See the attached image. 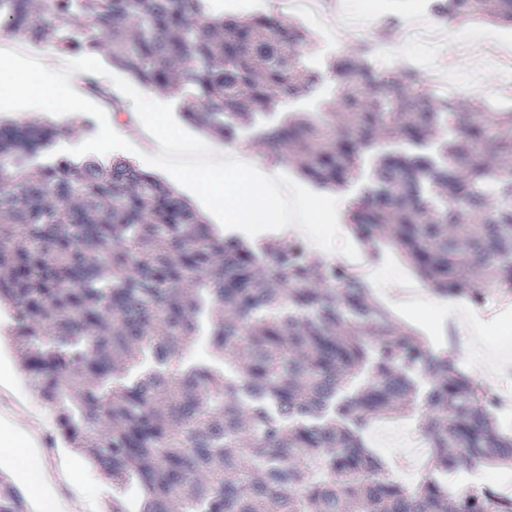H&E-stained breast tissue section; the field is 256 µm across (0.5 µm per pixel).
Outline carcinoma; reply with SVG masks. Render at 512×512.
I'll use <instances>...</instances> for the list:
<instances>
[{"instance_id": "carcinoma-1", "label": "carcinoma", "mask_w": 512, "mask_h": 512, "mask_svg": "<svg viewBox=\"0 0 512 512\" xmlns=\"http://www.w3.org/2000/svg\"><path fill=\"white\" fill-rule=\"evenodd\" d=\"M450 22L512 26V0H434ZM87 32L72 34L77 19ZM20 42L100 52L133 80L194 103L187 123L227 143L310 94L308 34L212 0H0ZM318 112L259 142L327 189L364 177L354 236L396 247L423 284L482 309L512 297V109L465 110L416 73L360 53ZM0 120V305L18 364L48 408L51 443L112 483L105 512H512V494L440 475L512 472L495 391L454 349L394 323L354 266L295 237L254 248L218 235L165 180L126 159L33 161L62 133ZM205 342L208 357L191 359ZM411 420L428 452L412 477L370 447ZM28 503L0 473V512Z\"/></svg>"}]
</instances>
